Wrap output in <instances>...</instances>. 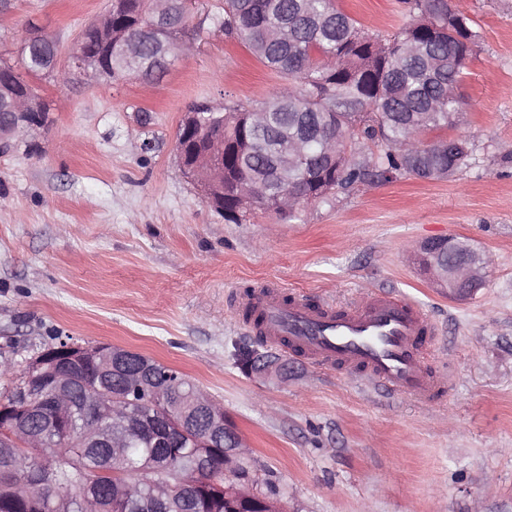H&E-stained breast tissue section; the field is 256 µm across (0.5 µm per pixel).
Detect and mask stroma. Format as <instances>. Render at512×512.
I'll return each mask as SVG.
<instances>
[{
  "label": "stroma",
  "mask_w": 512,
  "mask_h": 512,
  "mask_svg": "<svg viewBox=\"0 0 512 512\" xmlns=\"http://www.w3.org/2000/svg\"><path fill=\"white\" fill-rule=\"evenodd\" d=\"M478 37L456 89L467 162L444 179L405 175L313 203L225 222L176 155L188 106L255 105L283 83L214 25L222 0H197L195 50L164 77L87 85L40 81L43 125L0 153V363L69 336L145 354L224 406L246 441L256 492L288 512H512V0H451ZM369 32L405 22L400 0H336ZM107 0H11L0 57L32 26L60 59ZM456 236L492 259L460 299L420 269L413 247ZM272 281L342 306L375 290L417 305L434 328L429 363L448 381L437 403L382 391L265 344L230 306ZM283 373L244 369L242 349Z\"/></svg>",
  "instance_id": "35a3bbf8"
}]
</instances>
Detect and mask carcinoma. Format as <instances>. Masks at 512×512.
<instances>
[{"instance_id":"carcinoma-1","label":"carcinoma","mask_w":512,"mask_h":512,"mask_svg":"<svg viewBox=\"0 0 512 512\" xmlns=\"http://www.w3.org/2000/svg\"><path fill=\"white\" fill-rule=\"evenodd\" d=\"M408 22L389 36L373 34L336 5V0H224L216 24L233 36L287 83L258 106L224 104V204L237 185L249 179L261 186L256 204L290 220L301 212L281 208L285 192L329 195L305 174H324L339 190L357 183L390 182L405 174L429 177L448 167V155L469 148L467 136L428 144L425 137L450 128L448 116L459 110L455 88L472 50L448 35L449 0H402ZM174 0L171 14L158 19L151 0H111L112 46L102 44L93 24L79 33L74 53L104 77L121 81L131 75L153 82L166 73L164 46L189 42L188 16ZM23 40L34 49L29 60H0V124L12 121L9 100L38 101L35 116L43 122L48 106L36 81L56 79L57 42L27 29ZM141 45L138 59L124 54L127 42ZM348 146V160L336 156L328 170L326 143ZM157 385L171 393L170 403H187L198 390L180 372H160ZM146 411L151 434L128 439L113 458L105 448H85L78 441L84 422L98 423L123 435L105 400L76 399L67 427L48 426L43 447L19 457L0 448V495L18 478L26 480L30 499L22 512H85L93 494L100 512H161L154 494L180 474L192 483L179 501H205L224 510V444L216 448L179 447L171 455L161 443L166 407L137 397Z\"/></svg>"}]
</instances>
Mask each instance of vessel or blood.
Segmentation results:
<instances>
[{
	"instance_id": "vessel-or-blood-1",
	"label": "vessel or blood",
	"mask_w": 512,
	"mask_h": 512,
	"mask_svg": "<svg viewBox=\"0 0 512 512\" xmlns=\"http://www.w3.org/2000/svg\"><path fill=\"white\" fill-rule=\"evenodd\" d=\"M235 308L258 319L263 340L309 364L377 383L385 392L430 401L446 379L424 354L433 328L412 303L381 291L342 307L286 298L272 283L236 295Z\"/></svg>"
}]
</instances>
